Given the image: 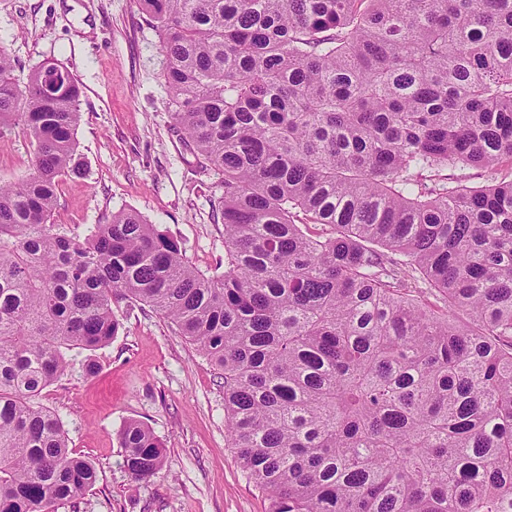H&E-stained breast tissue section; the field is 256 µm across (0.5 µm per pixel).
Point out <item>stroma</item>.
I'll return each mask as SVG.
<instances>
[{
	"mask_svg": "<svg viewBox=\"0 0 512 512\" xmlns=\"http://www.w3.org/2000/svg\"><path fill=\"white\" fill-rule=\"evenodd\" d=\"M0 41L18 78L55 58L82 89L86 173L61 184L53 223L79 234L132 209L176 238L201 271L222 267L219 177L201 170L172 130L159 38L139 0H0ZM31 152L21 132L0 136V182L25 175ZM113 309L122 327L112 343L71 352L64 376L39 398L73 452L97 469L77 512H268L225 437L218 370L151 308ZM131 420L166 449L163 468L145 481L123 466L117 432Z\"/></svg>",
	"mask_w": 512,
	"mask_h": 512,
	"instance_id": "35a3bbf8",
	"label": "stroma"
}]
</instances>
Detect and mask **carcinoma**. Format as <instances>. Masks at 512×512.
I'll return each mask as SVG.
<instances>
[{"label":"carcinoma","instance_id":"1","mask_svg":"<svg viewBox=\"0 0 512 512\" xmlns=\"http://www.w3.org/2000/svg\"><path fill=\"white\" fill-rule=\"evenodd\" d=\"M165 107L222 175L224 272L132 210L51 217L77 151V81L0 45V512L97 481L38 402L67 354L117 336L112 301L167 319L224 378L237 463L269 512H512V0H141ZM487 179L473 183L466 171ZM136 480L165 448L119 432ZM32 148L27 138L15 130L0 137V182L25 175L31 164Z\"/></svg>","mask_w":512,"mask_h":512}]
</instances>
